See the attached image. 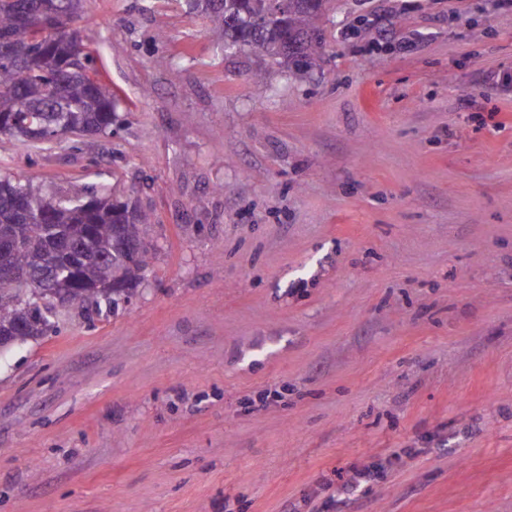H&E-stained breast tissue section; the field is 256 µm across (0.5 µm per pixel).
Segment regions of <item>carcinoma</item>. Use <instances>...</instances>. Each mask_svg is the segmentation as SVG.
<instances>
[{
    "instance_id": "obj_1",
    "label": "carcinoma",
    "mask_w": 512,
    "mask_h": 512,
    "mask_svg": "<svg viewBox=\"0 0 512 512\" xmlns=\"http://www.w3.org/2000/svg\"><path fill=\"white\" fill-rule=\"evenodd\" d=\"M18 2L0 0V135L14 136V128L24 124L54 130L64 122L79 136L112 132L114 95L87 76L91 55L75 56L80 30L44 43L32 40L31 26L54 21L53 10L63 0H24L34 15L30 20L20 17ZM190 8L205 15L224 45L245 48L282 70L310 61L321 48L315 31L326 0H191ZM82 193L74 186L58 196L34 179L15 184L0 177V225H8L7 235L20 243L14 262L36 270L26 290L0 274V334L17 344L54 328L57 305L43 293L54 290L64 306H92L99 313L120 301L99 284L112 279L137 285L149 266L151 214L139 209L128 219L107 197L84 205ZM56 237L65 247L42 269L26 244L50 245Z\"/></svg>"
}]
</instances>
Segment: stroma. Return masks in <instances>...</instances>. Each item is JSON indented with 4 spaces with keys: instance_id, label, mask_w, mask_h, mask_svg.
Returning a JSON list of instances; mask_svg holds the SVG:
<instances>
[{
    "instance_id": "obj_1",
    "label": "stroma",
    "mask_w": 512,
    "mask_h": 512,
    "mask_svg": "<svg viewBox=\"0 0 512 512\" xmlns=\"http://www.w3.org/2000/svg\"><path fill=\"white\" fill-rule=\"evenodd\" d=\"M81 15L111 134L0 135V175L155 251L0 351V512H512V0H330L260 85L188 0Z\"/></svg>"
}]
</instances>
